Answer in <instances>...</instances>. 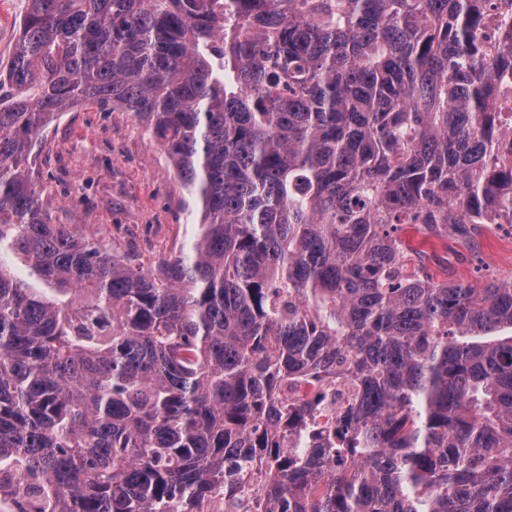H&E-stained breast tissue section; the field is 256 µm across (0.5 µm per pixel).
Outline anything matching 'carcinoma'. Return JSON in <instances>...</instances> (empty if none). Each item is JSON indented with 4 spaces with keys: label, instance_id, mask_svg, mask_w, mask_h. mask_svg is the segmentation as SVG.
<instances>
[{
    "label": "carcinoma",
    "instance_id": "carcinoma-1",
    "mask_svg": "<svg viewBox=\"0 0 512 512\" xmlns=\"http://www.w3.org/2000/svg\"><path fill=\"white\" fill-rule=\"evenodd\" d=\"M508 92L512 0H28L0 61L8 512H198L248 476L263 512H512V282L438 281L405 237L512 224ZM79 103L160 144L200 207L179 255L51 223L31 159Z\"/></svg>",
    "mask_w": 512,
    "mask_h": 512
}]
</instances>
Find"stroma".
I'll return each mask as SVG.
<instances>
[{
	"mask_svg": "<svg viewBox=\"0 0 512 512\" xmlns=\"http://www.w3.org/2000/svg\"><path fill=\"white\" fill-rule=\"evenodd\" d=\"M35 179L54 223L84 234L107 231L112 250L145 264L178 255L195 215L174 168L129 112L80 104L51 123ZM440 280L512 281V233L484 225L477 244L451 237L427 248Z\"/></svg>",
	"mask_w": 512,
	"mask_h": 512,
	"instance_id": "obj_1",
	"label": "stroma"
}]
</instances>
